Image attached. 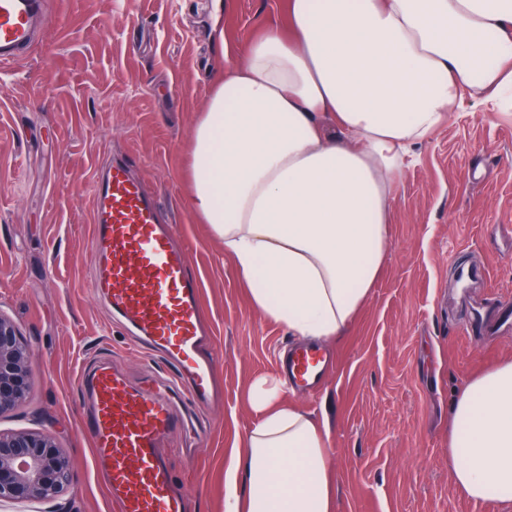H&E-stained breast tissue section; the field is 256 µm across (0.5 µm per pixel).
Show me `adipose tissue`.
I'll list each match as a JSON object with an SVG mask.
<instances>
[{"instance_id": "obj_1", "label": "adipose tissue", "mask_w": 512, "mask_h": 512, "mask_svg": "<svg viewBox=\"0 0 512 512\" xmlns=\"http://www.w3.org/2000/svg\"><path fill=\"white\" fill-rule=\"evenodd\" d=\"M224 69L191 139L190 203L265 318L344 336L381 271L392 190L464 101L512 97V0H286ZM253 382L257 413L224 471V512H335L331 439ZM457 491L512 505V360L449 404Z\"/></svg>"}]
</instances>
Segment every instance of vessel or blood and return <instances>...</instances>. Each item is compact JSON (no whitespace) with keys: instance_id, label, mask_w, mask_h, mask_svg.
Here are the masks:
<instances>
[{"instance_id":"b4317fda","label":"vessel or blood","mask_w":512,"mask_h":512,"mask_svg":"<svg viewBox=\"0 0 512 512\" xmlns=\"http://www.w3.org/2000/svg\"><path fill=\"white\" fill-rule=\"evenodd\" d=\"M50 20L46 0H0V66L20 62ZM93 185L90 291L175 373L173 383L144 390L109 362L85 371L81 428L120 512H186L160 444L182 427L181 401L202 404L214 391L200 283L186 251L166 230L157 200L127 162L111 161ZM324 366L316 349H296L288 357L289 376L299 387L319 386ZM181 383L186 392L180 401L175 391Z\"/></svg>"}]
</instances>
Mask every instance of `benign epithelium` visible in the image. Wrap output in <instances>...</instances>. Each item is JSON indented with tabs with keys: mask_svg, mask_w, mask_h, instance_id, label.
Wrapping results in <instances>:
<instances>
[{
	"mask_svg": "<svg viewBox=\"0 0 512 512\" xmlns=\"http://www.w3.org/2000/svg\"><path fill=\"white\" fill-rule=\"evenodd\" d=\"M33 383L27 340L0 309V416L23 403ZM71 470L70 457L51 435L0 430V503L54 501L70 485Z\"/></svg>",
	"mask_w": 512,
	"mask_h": 512,
	"instance_id": "benign-epithelium-1",
	"label": "benign epithelium"
}]
</instances>
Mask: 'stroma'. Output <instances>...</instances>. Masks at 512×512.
I'll list each match as a JSON object with an SVG mask.
<instances>
[{
  "instance_id": "stroma-1",
  "label": "stroma",
  "mask_w": 512,
  "mask_h": 512,
  "mask_svg": "<svg viewBox=\"0 0 512 512\" xmlns=\"http://www.w3.org/2000/svg\"><path fill=\"white\" fill-rule=\"evenodd\" d=\"M49 6L27 58L0 70V309L25 335L35 377L0 429L47 433L67 450L72 512H116L80 427V376L108 359L132 384L171 380L87 284L93 177L106 159H127L189 250L212 331L217 396L162 448L189 512H224L225 454L255 419L245 389L278 371L294 340L252 306L223 240L196 217L189 147L226 51L284 20L285 0ZM495 224L512 226V111L467 103L395 187L380 276L347 335L322 346L332 371L315 392L288 396L330 430L337 512H506L457 492L448 470L453 391L512 359V333L497 330L512 244ZM461 267L488 271L464 298Z\"/></svg>"
}]
</instances>
